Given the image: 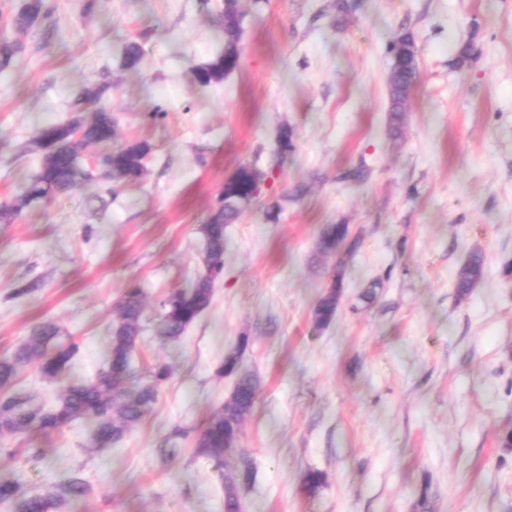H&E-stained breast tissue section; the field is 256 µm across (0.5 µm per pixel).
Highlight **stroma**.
<instances>
[{"instance_id": "stroma-1", "label": "stroma", "mask_w": 512, "mask_h": 512, "mask_svg": "<svg viewBox=\"0 0 512 512\" xmlns=\"http://www.w3.org/2000/svg\"><path fill=\"white\" fill-rule=\"evenodd\" d=\"M86 2L45 0L50 18L15 34L0 203L37 172L38 128L90 117L76 99L101 84L116 143L149 145L146 173L0 222V356L51 320L80 346L73 376H93L135 285L134 361L172 374L112 447L92 448L84 422L0 439V478L45 493L80 470L91 492L63 512H224V479L192 441L168 461L159 449L223 405L234 379L217 369L238 352L260 379L238 442L256 472L242 512H512V0H351L344 16L335 0H240L239 67L204 89L191 72L222 47L224 0ZM406 31L418 76L394 139L387 47ZM131 40L136 70L121 64ZM244 165L258 192L224 230L211 305L165 342L160 302L202 272L201 226ZM328 224L349 227L344 257L316 250ZM474 249L485 275L462 297L455 272ZM337 269L336 317L319 328ZM311 470L325 482L309 495ZM342 291L341 273L333 276L326 292L320 297L313 309V319L316 327L323 328L329 325L336 316V309L340 302Z\"/></svg>"}]
</instances>
